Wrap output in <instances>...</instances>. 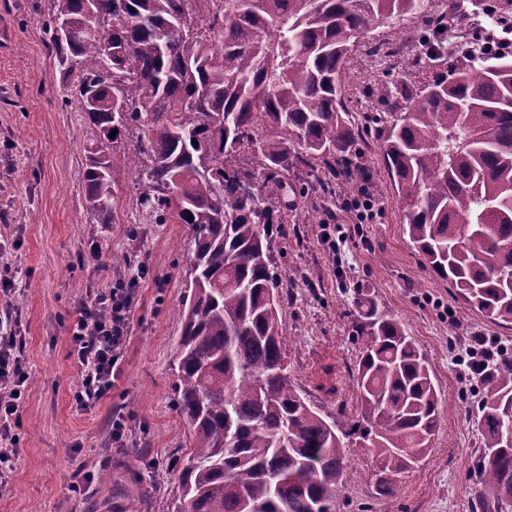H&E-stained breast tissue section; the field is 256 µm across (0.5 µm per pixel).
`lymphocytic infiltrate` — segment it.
<instances>
[{"label":"lymphocytic infiltrate","mask_w":512,"mask_h":512,"mask_svg":"<svg viewBox=\"0 0 512 512\" xmlns=\"http://www.w3.org/2000/svg\"><path fill=\"white\" fill-rule=\"evenodd\" d=\"M147 268L120 277L105 289L90 292L75 310L70 326V355L80 369L73 398L83 410L94 408L121 378V363L129 340L135 287ZM21 317L6 309L0 321V486L14 471L22 392L29 379L21 355Z\"/></svg>","instance_id":"f902f5d3"}]
</instances>
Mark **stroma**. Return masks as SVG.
<instances>
[{"label":"stroma","instance_id":"1","mask_svg":"<svg viewBox=\"0 0 512 512\" xmlns=\"http://www.w3.org/2000/svg\"><path fill=\"white\" fill-rule=\"evenodd\" d=\"M51 0H0V265L14 274L11 304L21 313L29 379L16 430L15 468L0 488V512H173L191 439L174 405L173 369L181 323L173 310L187 293L192 232L185 224H150L136 204L137 172L116 149L112 221L97 223L85 199L90 128L77 103H65L66 80L49 46ZM418 22L405 15L360 38L342 75L351 113L377 109L366 92L399 78L414 85L458 77L470 61L452 57L423 70L404 63L369 66L367 49L389 40L408 44ZM360 162L372 174L335 200L300 203L275 233L271 248L288 297L281 319L289 341L288 371L322 415L348 428L358 416L355 375L364 339L356 333L358 295L378 314L402 322L426 356L441 415L428 455L398 475L389 501L374 492L370 448L345 450L354 480L334 512H472L474 471L481 455L482 391L461 359L481 336L512 347V325L492 324L458 303L454 291L426 269L403 231L401 205L382 161V141L365 137ZM371 201L374 218L357 222ZM125 256L99 264L98 253ZM147 267L135 289L122 379L96 407L77 409L79 369L69 355L71 314L90 289ZM131 429L127 447H113L112 418ZM92 479L73 489L74 474Z\"/></svg>","mask_w":512,"mask_h":512}]
</instances>
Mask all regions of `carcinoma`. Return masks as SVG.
I'll return each mask as SVG.
<instances>
[{
  "mask_svg": "<svg viewBox=\"0 0 512 512\" xmlns=\"http://www.w3.org/2000/svg\"><path fill=\"white\" fill-rule=\"evenodd\" d=\"M429 0H52L49 35L92 130L87 202L112 218L117 138L139 175L137 205L154 224L194 236L190 295L176 309V408L191 437L174 512H332L346 439L359 435L378 464L375 493L396 496L400 474L425 458L440 399L405 326L377 315L358 363V420L347 431L293 384L279 319L283 292L270 242L288 223V191L304 199L371 178L349 125L342 71L362 34L408 13L424 60H448L463 5L428 17ZM99 23L84 27L89 8ZM69 23L60 35V22ZM386 115L368 118L403 204V231L458 301L512 324V61L422 86L373 88ZM115 137H109L110 133ZM259 157V170L241 153ZM304 165L299 187L288 172ZM479 512L512 505V356L480 379Z\"/></svg>",
  "mask_w": 512,
  "mask_h": 512,
  "instance_id": "cac0c4a2",
  "label": "carcinoma"
}]
</instances>
